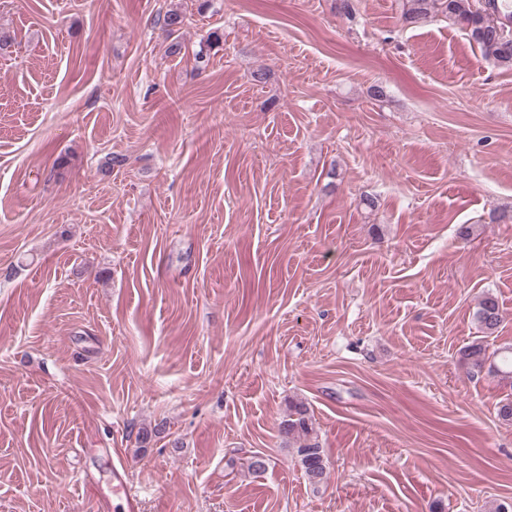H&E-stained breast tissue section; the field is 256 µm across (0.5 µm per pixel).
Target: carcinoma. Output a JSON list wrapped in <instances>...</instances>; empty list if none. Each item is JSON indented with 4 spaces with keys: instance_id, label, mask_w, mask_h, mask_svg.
Listing matches in <instances>:
<instances>
[{
    "instance_id": "obj_1",
    "label": "carcinoma",
    "mask_w": 512,
    "mask_h": 512,
    "mask_svg": "<svg viewBox=\"0 0 512 512\" xmlns=\"http://www.w3.org/2000/svg\"><path fill=\"white\" fill-rule=\"evenodd\" d=\"M461 26L478 47L481 56L493 65L512 69V0H402L401 17L408 24H419L437 14ZM184 24L176 9L166 11L162 30L172 39L169 50L181 51L178 33ZM476 318L484 332L494 333L504 320L497 298L485 295L477 308ZM460 362L470 374L483 371L490 359L486 347L473 343L459 351ZM495 371L512 380V347L500 352ZM281 434L299 440L298 463L309 483L319 487L326 478L327 462L315 436L309 409L302 402L288 405V414L280 422Z\"/></svg>"
}]
</instances>
